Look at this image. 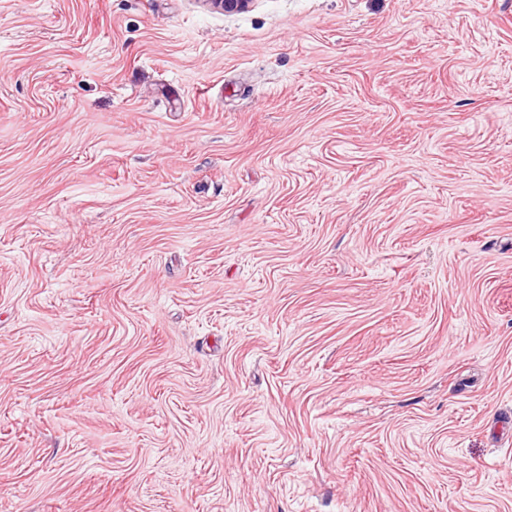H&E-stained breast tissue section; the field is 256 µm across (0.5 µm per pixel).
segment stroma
I'll return each instance as SVG.
<instances>
[{"label": "stroma", "instance_id": "35a3bbf8", "mask_svg": "<svg viewBox=\"0 0 512 512\" xmlns=\"http://www.w3.org/2000/svg\"><path fill=\"white\" fill-rule=\"evenodd\" d=\"M0 512H512V0H0Z\"/></svg>", "mask_w": 512, "mask_h": 512}]
</instances>
